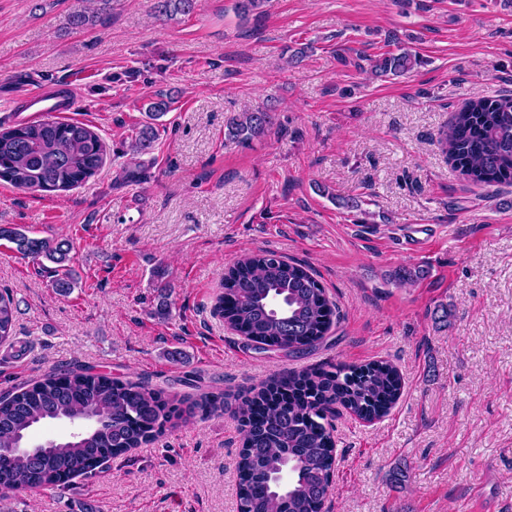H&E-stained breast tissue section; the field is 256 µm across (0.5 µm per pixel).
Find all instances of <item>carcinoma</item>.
I'll return each mask as SVG.
<instances>
[{
    "mask_svg": "<svg viewBox=\"0 0 512 512\" xmlns=\"http://www.w3.org/2000/svg\"><path fill=\"white\" fill-rule=\"evenodd\" d=\"M263 0H237L238 15L262 18ZM170 20L188 15L195 0H158ZM419 59L396 48L370 60L375 77L398 76ZM171 108L157 95L142 106L148 121L131 150L145 154L158 139L155 121ZM273 109L234 113L225 119L224 138L248 144L274 128ZM436 144L454 168L476 186H512V94L465 103L441 128ZM104 145L89 125L44 119L0 125V180L31 191H66L94 177ZM0 239L34 260L54 264L52 286L74 288L73 244L66 238H31L17 227L0 226ZM213 314L258 349L291 352L320 342L336 319V305L302 264L272 251L249 253L224 272L223 291ZM16 303L0 293V342L12 337ZM403 388L388 361L339 363L331 369L285 372L244 391L234 401L206 393L173 400L140 382H121L87 368L47 374L16 393L0 397V488L39 489L93 477L103 463L141 448L168 428L198 413L228 411L244 428L237 461L239 512H322L333 484L335 441L324 413L343 407L363 420L388 414ZM80 421L84 428L32 454L27 436L40 422Z\"/></svg>",
    "mask_w": 512,
    "mask_h": 512,
    "instance_id": "obj_1",
    "label": "carcinoma"
}]
</instances>
